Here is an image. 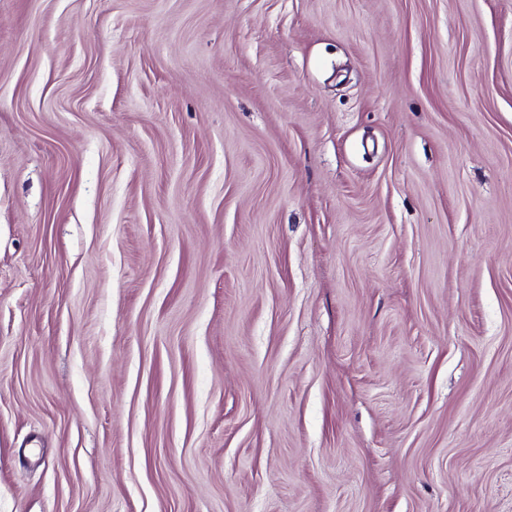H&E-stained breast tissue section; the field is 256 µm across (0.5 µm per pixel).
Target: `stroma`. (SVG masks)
<instances>
[{
    "instance_id": "35a3bbf8",
    "label": "stroma",
    "mask_w": 512,
    "mask_h": 512,
    "mask_svg": "<svg viewBox=\"0 0 512 512\" xmlns=\"http://www.w3.org/2000/svg\"><path fill=\"white\" fill-rule=\"evenodd\" d=\"M0 512H512V0H0Z\"/></svg>"
}]
</instances>
